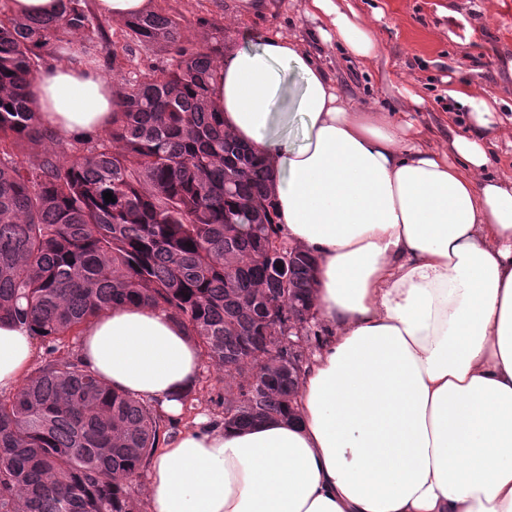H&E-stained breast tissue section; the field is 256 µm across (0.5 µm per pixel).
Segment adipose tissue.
Wrapping results in <instances>:
<instances>
[{"mask_svg": "<svg viewBox=\"0 0 512 512\" xmlns=\"http://www.w3.org/2000/svg\"><path fill=\"white\" fill-rule=\"evenodd\" d=\"M352 56L382 46L352 6L305 0ZM211 95L265 159L274 220L314 259L327 335L296 415L246 428L197 416L163 436L148 512H512V177H491L490 104L453 92L471 132L436 150L403 116L364 112L294 36L225 53ZM112 85L78 46L34 76L54 138L112 125ZM36 338L0 324V389L19 386ZM80 357L112 391L179 415L200 366L167 313L122 304L83 333Z\"/></svg>", "mask_w": 512, "mask_h": 512, "instance_id": "obj_1", "label": "adipose tissue"}]
</instances>
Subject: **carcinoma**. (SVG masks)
I'll use <instances>...</instances> for the list:
<instances>
[{"mask_svg":"<svg viewBox=\"0 0 512 512\" xmlns=\"http://www.w3.org/2000/svg\"><path fill=\"white\" fill-rule=\"evenodd\" d=\"M0 0V321L29 327L49 360L0 392V512H138L135 481L160 429L155 406L115 393L59 354L102 311L139 303L180 322L224 371V425L294 414L298 356L268 305L312 311L313 258L278 248L266 164L224 130L209 94L224 28L199 46L161 10L121 21L124 37L174 53L171 68L115 90L112 127L36 159L51 139L30 85L61 34L116 42L87 0L22 18ZM115 202L107 203L106 192ZM190 298H185V295Z\"/></svg>","mask_w":512,"mask_h":512,"instance_id":"obj_1","label":"carcinoma"}]
</instances>
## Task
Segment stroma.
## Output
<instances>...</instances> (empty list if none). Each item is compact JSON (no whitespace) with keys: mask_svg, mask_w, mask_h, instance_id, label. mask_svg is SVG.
<instances>
[{"mask_svg":"<svg viewBox=\"0 0 512 512\" xmlns=\"http://www.w3.org/2000/svg\"><path fill=\"white\" fill-rule=\"evenodd\" d=\"M350 2L383 44L382 55L374 62L348 56L338 40H324L319 21L305 15L302 0H267V9L259 15L241 14L237 0H152V5L179 17L186 36L196 43L208 33L201 24L205 18L223 27L228 48L245 46L251 35L298 36L321 55L342 93L365 111H411L398 89L412 88L423 99L412 117L432 146L446 144L449 133L465 131L464 126L450 129L442 122L453 104L451 92L468 86L481 89L484 99H495L498 112L512 116V0ZM96 60L115 86L171 63L170 55L139 43L119 52L115 65H108L102 50ZM223 392V371L201 361L190 412L161 423V433H177L197 413L222 424L224 408L218 397Z\"/></svg>","mask_w":512,"mask_h":512,"instance_id":"35a3bbf8","label":"stroma"}]
</instances>
